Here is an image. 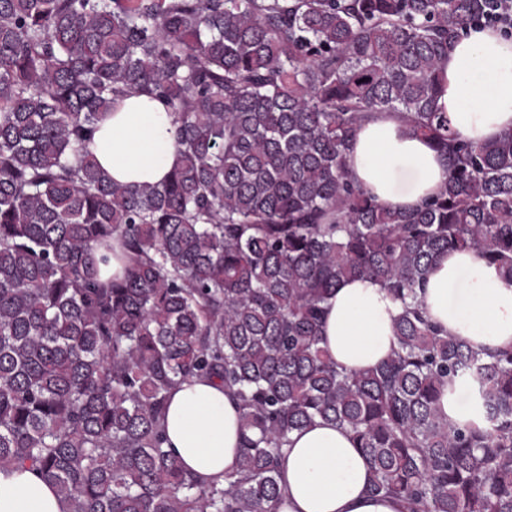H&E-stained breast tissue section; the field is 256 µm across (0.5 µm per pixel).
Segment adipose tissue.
<instances>
[{
  "label": "adipose tissue",
  "mask_w": 512,
  "mask_h": 512,
  "mask_svg": "<svg viewBox=\"0 0 512 512\" xmlns=\"http://www.w3.org/2000/svg\"><path fill=\"white\" fill-rule=\"evenodd\" d=\"M435 108L455 135L473 143L512 130V38L490 28L460 34L439 63ZM176 130L163 103L137 94L116 101L91 151L119 183L162 181L177 161ZM357 182L388 208L413 209L447 177L443 156L401 119L382 112L358 129L351 151ZM418 299L429 320L472 349H512V286L495 265L470 251L441 254ZM401 306L377 282H341L325 304L321 345L346 370L384 362L395 347ZM240 409L218 381L193 378L170 393L166 445L203 478L239 468ZM280 512H404L401 502L372 495L368 467L350 433L318 420L293 432L280 463ZM0 512H66L54 488L29 467L0 470Z\"/></svg>",
  "instance_id": "adipose-tissue-1"
}]
</instances>
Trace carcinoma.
Instances as JSON below:
<instances>
[{
	"instance_id": "carcinoma-1",
	"label": "carcinoma",
	"mask_w": 512,
	"mask_h": 512,
	"mask_svg": "<svg viewBox=\"0 0 512 512\" xmlns=\"http://www.w3.org/2000/svg\"><path fill=\"white\" fill-rule=\"evenodd\" d=\"M489 2L0 0V469H36L67 512H278L289 434L320 419L409 512H512V350L466 347L416 295L458 249L512 285V131L473 144L434 110ZM126 93L170 112L160 183L114 182L88 150ZM375 112L446 160L415 210L350 174ZM115 239L128 262L102 282ZM358 277L402 312L390 358L346 371L320 328ZM193 377L240 407L222 482L164 447L167 395ZM445 391L481 421L448 423Z\"/></svg>"
}]
</instances>
